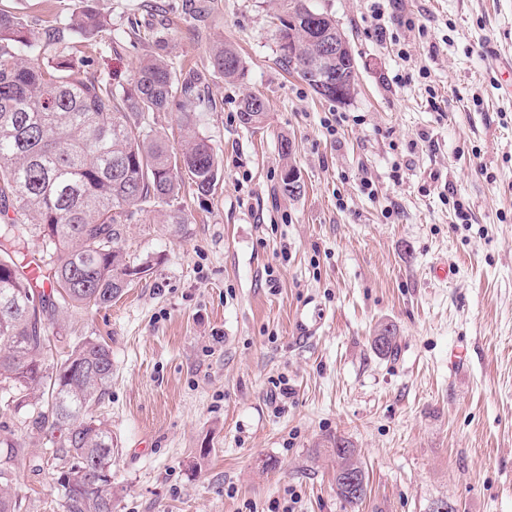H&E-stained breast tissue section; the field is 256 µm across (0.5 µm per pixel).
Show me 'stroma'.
Instances as JSON below:
<instances>
[{"instance_id":"stroma-1","label":"stroma","mask_w":512,"mask_h":512,"mask_svg":"<svg viewBox=\"0 0 512 512\" xmlns=\"http://www.w3.org/2000/svg\"><path fill=\"white\" fill-rule=\"evenodd\" d=\"M89 1L112 27L88 74L126 84L164 55L199 95L147 128L178 144L194 111L221 168L210 194L185 187L173 206L135 209L120 245L148 271L111 307L49 326L62 339L47 365L78 338L112 350L94 413L119 448L114 512H429L439 499L512 512V95L492 66L512 57V0H393L381 33L368 0H307L355 54L344 104L287 72L282 0L0 3L44 27ZM222 44L243 60L237 81L211 65ZM250 94L267 106L256 128L240 119ZM289 164L296 198L277 191ZM382 324L398 336L388 358L371 347ZM282 378L291 394L277 400ZM1 436L26 443L21 512H63L22 414L0 410ZM337 438L368 472L354 507L336 494Z\"/></svg>"}]
</instances>
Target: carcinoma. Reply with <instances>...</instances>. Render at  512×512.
<instances>
[{
  "mask_svg": "<svg viewBox=\"0 0 512 512\" xmlns=\"http://www.w3.org/2000/svg\"><path fill=\"white\" fill-rule=\"evenodd\" d=\"M300 8L280 20V48L288 69L320 93V70L305 69L288 55V37L299 31ZM110 26L88 5L63 26L35 31L0 8V392L3 408L24 412L26 431L42 441L49 459L62 468L63 512H113L112 477L83 473L85 462L112 470V430L93 414L112 383V352L83 338L71 346L59 368L44 366L50 338L47 310L97 311L112 305L134 277L147 268L132 266L119 247L122 226L133 208L146 202L171 204L182 186L200 194L216 186L217 157L195 130L194 116L182 113L184 139L175 149L143 126L145 115L163 112L193 87L179 81L168 61L152 56L133 82L117 87L110 78L84 76L89 60L71 52L49 54L59 44H91ZM212 66L233 81L243 61L221 46ZM266 105L248 96L241 122L258 125ZM42 240V250L24 265L15 262L20 227ZM50 284L33 285L31 266ZM398 336L386 325L372 339L380 356L394 354ZM0 438V512H20L15 493L20 448ZM336 494L356 506L367 495L368 477L357 449L334 441ZM360 477L361 493L345 479Z\"/></svg>",
  "mask_w": 512,
  "mask_h": 512,
  "instance_id": "obj_1",
  "label": "carcinoma"
}]
</instances>
